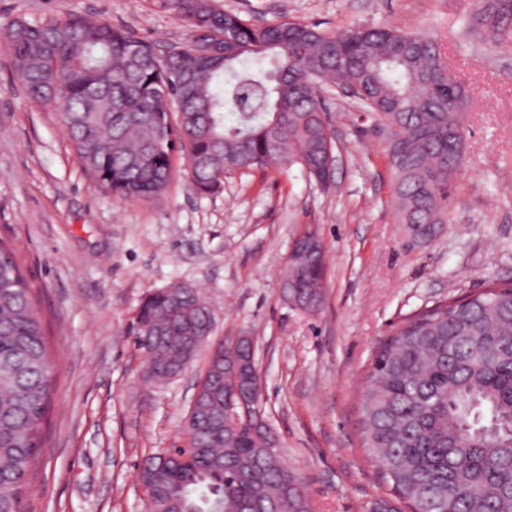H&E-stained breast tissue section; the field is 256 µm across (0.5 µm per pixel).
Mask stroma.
<instances>
[{"label":"stroma","mask_w":512,"mask_h":512,"mask_svg":"<svg viewBox=\"0 0 512 512\" xmlns=\"http://www.w3.org/2000/svg\"><path fill=\"white\" fill-rule=\"evenodd\" d=\"M223 4L259 25L432 33L467 90L466 160L448 221L426 237L400 223L378 123L333 89L323 92L336 145L329 186L295 165L233 171L218 192L200 195L178 158L159 195L115 197L84 174L60 108L27 97L0 43V240L37 290L54 368L25 512H148L140 464L185 445V417L211 353L242 335L254 344L264 418L312 512H367L389 491L360 429L379 346L414 312L512 283V47L465 39L473 0ZM70 12L163 43L189 37L160 0H0V27ZM309 232L325 246L315 313L281 292L288 254ZM176 283L199 292L214 326L188 367L160 383L133 328L146 295Z\"/></svg>","instance_id":"obj_1"}]
</instances>
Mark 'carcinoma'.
<instances>
[{"instance_id": "obj_1", "label": "carcinoma", "mask_w": 512, "mask_h": 512, "mask_svg": "<svg viewBox=\"0 0 512 512\" xmlns=\"http://www.w3.org/2000/svg\"><path fill=\"white\" fill-rule=\"evenodd\" d=\"M221 0H161L188 41L160 50L103 18H17L0 29L29 99L58 103L71 147L94 186L125 200L161 193L184 159L192 188L218 191L229 171L298 164L323 177L333 145L321 83L355 97L385 132L401 223L448 222L452 180L464 162L453 114L466 94L448 79L432 36L394 26L325 32L314 24H254ZM512 44V0H477L467 33ZM258 61L254 69L248 61ZM325 250L299 251L284 298L307 312L323 299ZM213 316L198 292L176 284L148 294L138 345L164 378L195 356ZM34 291L14 251L0 242V512H24L37 471L52 378ZM360 428L391 485L368 512H512V285L419 311L378 350ZM224 420V399L200 400ZM273 434L211 439L204 420L194 447L145 459L139 480L152 512H311L289 487Z\"/></svg>"}]
</instances>
